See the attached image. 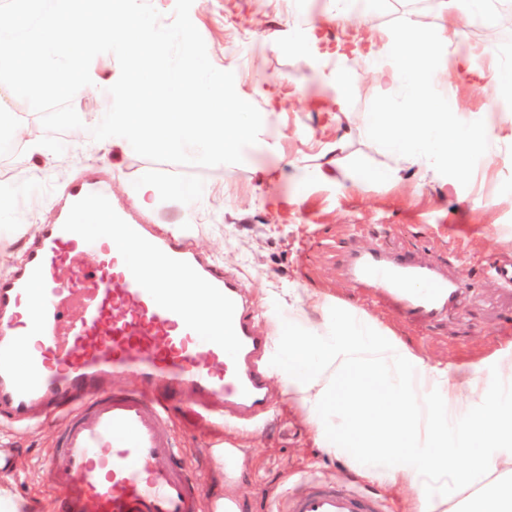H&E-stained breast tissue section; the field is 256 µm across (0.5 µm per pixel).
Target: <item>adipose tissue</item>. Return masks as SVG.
Returning a JSON list of instances; mask_svg holds the SVG:
<instances>
[{
    "label": "adipose tissue",
    "instance_id": "ef3b65f1",
    "mask_svg": "<svg viewBox=\"0 0 512 512\" xmlns=\"http://www.w3.org/2000/svg\"><path fill=\"white\" fill-rule=\"evenodd\" d=\"M478 2L450 0L457 23L435 41L403 33L393 43L418 109L372 112L363 125L407 162L459 168L494 138L487 122L459 126L428 91L437 43L460 39ZM308 307L318 321L301 319ZM273 323L281 393L320 447L371 480L409 490L407 512H512V406L499 393L512 380V346L433 363L364 311L302 288L289 289L288 314Z\"/></svg>",
    "mask_w": 512,
    "mask_h": 512
}]
</instances>
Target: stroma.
I'll return each mask as SVG.
<instances>
[{
    "instance_id": "stroma-1",
    "label": "stroma",
    "mask_w": 512,
    "mask_h": 512,
    "mask_svg": "<svg viewBox=\"0 0 512 512\" xmlns=\"http://www.w3.org/2000/svg\"><path fill=\"white\" fill-rule=\"evenodd\" d=\"M424 9L429 22L416 32L422 42L453 17L441 0H364L345 23L336 21L331 0H193L190 17L211 63L234 73L237 94L262 115L257 143L245 149L243 163L199 167L156 163L127 143L103 156L67 138L51 177L41 153L22 144L31 190L0 208V277L14 273L42 226L54 222L70 185L94 176L141 223L192 224L194 248L235 276L257 308L260 334H268L269 315L282 310L289 289L308 288L364 310L435 363L481 359L512 343V287L488 272L490 264H512V93L498 99L506 118L489 149L476 151V165L442 172L402 162L374 134L338 120L344 112L414 111L391 42ZM440 58L435 96L462 125L487 119L483 87L512 56L470 36L444 45ZM340 69L350 73L342 94ZM147 177L194 184L197 206L186 209L163 192L151 207L133 208L131 195ZM368 249L407 254L461 277L458 307L421 324L379 303L372 289L354 287L349 259ZM267 384L273 414L247 428L209 425L184 402L173 408L204 512L227 498L241 512H266L281 491L312 482L402 508V494L319 448L275 377ZM66 427L65 418L45 413L28 427L0 420V459L9 466L0 486L24 512H53L66 493L47 475L65 465L55 444ZM217 441L239 450L232 473L211 453Z\"/></svg>"
}]
</instances>
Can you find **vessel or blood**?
<instances>
[{
  "mask_svg": "<svg viewBox=\"0 0 512 512\" xmlns=\"http://www.w3.org/2000/svg\"><path fill=\"white\" fill-rule=\"evenodd\" d=\"M96 224L111 225L135 250L115 258ZM174 275L202 288L199 307L160 289ZM349 277L418 322L438 320L462 294L458 278L382 250L355 254ZM215 322L223 333L212 331ZM267 342L239 281L191 248L188 229L161 234L132 222L106 184L85 181L17 271L0 279V415L24 421L45 405L66 415L57 442L66 467L50 474L67 488L59 512H199L198 492L177 463L168 395L193 392L190 408L204 419L266 416ZM123 375L140 390L115 386ZM382 509L370 494L318 484L276 499V512Z\"/></svg>",
  "mask_w": 512,
  "mask_h": 512,
  "instance_id": "obj_1",
  "label": "vessel or blood"
}]
</instances>
